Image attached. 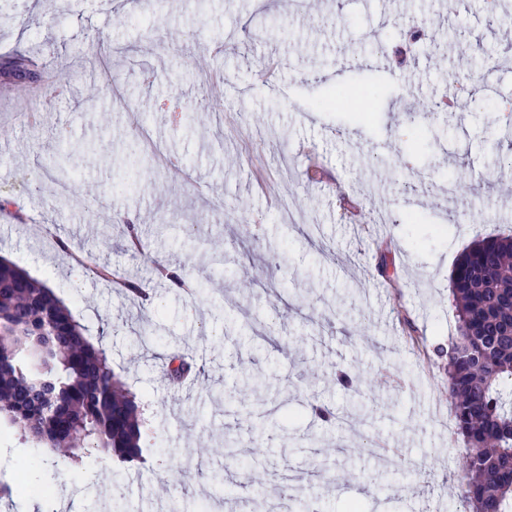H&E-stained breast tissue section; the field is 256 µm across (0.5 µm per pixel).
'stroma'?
Instances as JSON below:
<instances>
[{
    "instance_id": "obj_1",
    "label": "stroma",
    "mask_w": 512,
    "mask_h": 512,
    "mask_svg": "<svg viewBox=\"0 0 512 512\" xmlns=\"http://www.w3.org/2000/svg\"><path fill=\"white\" fill-rule=\"evenodd\" d=\"M416 20L426 39L411 38ZM476 41L483 53L458 65ZM18 52L63 69L69 93L16 97L0 80V255L111 352L147 419L140 464L102 454L77 471L61 452L43 479L82 512L117 499L126 512H291L301 497L316 512H457L464 442L431 349L457 336L456 257L483 234L512 235L505 119L484 106H512V24L489 22L486 0H0V60ZM461 85L477 97L414 115ZM338 87L349 109L317 108ZM65 156L64 191L48 172ZM419 178L434 183L430 202L402 190ZM285 203L295 223L281 222ZM382 209L393 222L369 223ZM130 223L145 254L202 293L157 284L153 303L132 302L44 237L133 274ZM173 353L204 375L171 385ZM340 369L367 413L330 428L310 406L345 410ZM259 373L270 385L257 395ZM38 452L0 420V484Z\"/></svg>"
}]
</instances>
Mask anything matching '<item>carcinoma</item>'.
Masks as SVG:
<instances>
[{
    "mask_svg": "<svg viewBox=\"0 0 512 512\" xmlns=\"http://www.w3.org/2000/svg\"><path fill=\"white\" fill-rule=\"evenodd\" d=\"M6 74L38 75L24 53L9 58ZM96 276L119 280L142 296L138 281L100 265ZM142 278L182 286L183 274L143 261ZM458 336L448 348L433 347L447 361L448 395L457 433L467 445L461 462L460 497L470 512H512V237L488 235L457 260L450 277ZM193 371L179 355L169 378ZM0 416L42 447L22 466L41 468L59 448H83L72 457L80 468L91 451L134 464L143 460L145 421L135 393L112 370L106 351L94 346L84 326L52 289L15 264L0 261ZM32 498L52 486L26 480Z\"/></svg>",
    "mask_w": 512,
    "mask_h": 512,
    "instance_id": "carcinoma-1",
    "label": "carcinoma"
}]
</instances>
